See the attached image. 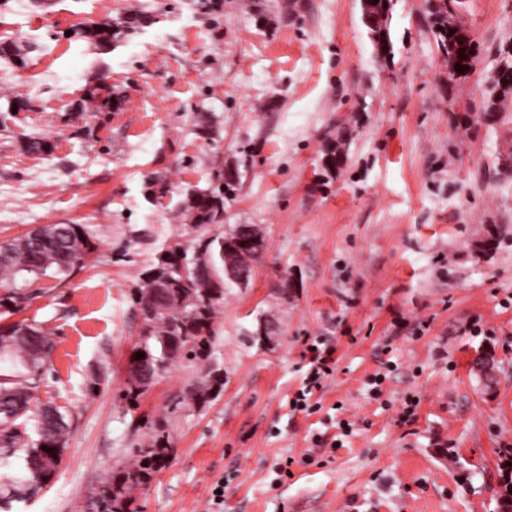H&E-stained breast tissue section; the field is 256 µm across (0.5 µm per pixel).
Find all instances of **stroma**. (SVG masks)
Listing matches in <instances>:
<instances>
[{
    "mask_svg": "<svg viewBox=\"0 0 512 512\" xmlns=\"http://www.w3.org/2000/svg\"><path fill=\"white\" fill-rule=\"evenodd\" d=\"M134 13L143 24L104 53L73 28ZM482 53L449 81L426 0H394L389 55L360 0H34L0 6V242L41 224H86L100 245L71 275L31 282L22 315L54 349L38 397L71 419L62 463L13 512H92L89 493L164 419L173 452L134 493L138 512H499L512 445V178L490 177L512 124L458 126L477 111L496 49L512 41V0H465ZM106 80L121 107L77 109ZM209 113L211 137L195 115ZM346 161L314 173L338 131ZM49 141L33 156L26 136ZM238 168L224 220L194 227L183 202ZM162 176L164 197L147 199ZM258 225L265 249L247 285L224 290L210 362L224 389L187 392L204 362H175L138 406L125 397L138 339L132 302L162 247ZM500 246L478 247L491 231ZM281 340L260 344V318ZM334 348L335 372L291 413L307 348ZM492 353L497 380L472 368ZM385 374L382 395L368 381ZM416 404L413 422L400 415ZM343 445L332 448L333 440ZM291 459V476L273 467Z\"/></svg>",
    "mask_w": 512,
    "mask_h": 512,
    "instance_id": "35a3bbf8",
    "label": "stroma"
}]
</instances>
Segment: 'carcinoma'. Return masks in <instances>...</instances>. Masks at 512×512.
Returning <instances> with one entry per match:
<instances>
[{
  "mask_svg": "<svg viewBox=\"0 0 512 512\" xmlns=\"http://www.w3.org/2000/svg\"><path fill=\"white\" fill-rule=\"evenodd\" d=\"M428 15L432 22L438 52L448 55V37L439 28L448 22V0H427ZM143 19L138 15H124L112 22L102 23L81 31L82 37L93 40L104 50L112 49L117 36L123 30L138 28ZM372 42L383 46L392 45L387 20L368 28ZM463 45L462 53L456 58L460 69L449 80L469 77L470 57H479L481 45L473 39L459 35ZM509 93L502 91L498 79H492L482 96L478 111L468 112L462 124L470 128L474 125L494 129L512 123V114L502 111ZM120 101L112 98L109 86L100 81L88 87L81 98V111L115 112ZM25 149L31 155L47 154L52 144L40 137L25 140ZM344 158L339 156L336 139L331 140L322 151L321 174L333 177L340 170ZM493 175L512 177V151L498 153L493 162ZM238 179L237 172L229 170L218 174L220 184L191 193L184 202V211L191 223L204 228L212 224L218 211L224 208L225 191L234 190ZM246 230V236L255 242H265L259 228L254 224H237L227 235L200 236L195 247L185 248L174 242L162 249L150 269L144 273L143 285L133 294L136 309L144 307L150 288L163 286L164 312L149 321L150 335L143 345H136L131 353L128 367L149 369L146 363H136V352L142 350L150 359H163L180 355L187 360L205 361L209 357L213 339V323L220 300L211 301L197 309L193 300L203 301L202 291L213 287L214 283L224 282V240L236 238V232ZM99 247V239L85 224L45 225L33 232L4 244L0 251V282L7 283L10 291L0 296V307L19 311L23 309L28 295L24 286L17 285V279L55 275H68L83 259ZM193 290L195 299L183 296ZM31 330L29 335L16 333L15 324L0 325V509L13 501L33 497L52 478L54 472L42 468V447L50 448L59 454L64 452L66 437L71 422L59 407L51 402L34 404L32 400L41 385L45 365L54 343L48 332L35 320H24ZM224 383H215L210 374L204 375L192 388V399L202 406L218 396ZM33 424L37 439H32L27 425ZM148 438L151 451L135 443L130 449V457L112 466L110 475L103 485L115 492L113 512H136L133 509L134 492L149 484L156 473L164 468L170 454V435L167 426L161 422L149 425Z\"/></svg>",
  "mask_w": 512,
  "mask_h": 512,
  "instance_id": "obj_1",
  "label": "carcinoma"
}]
</instances>
